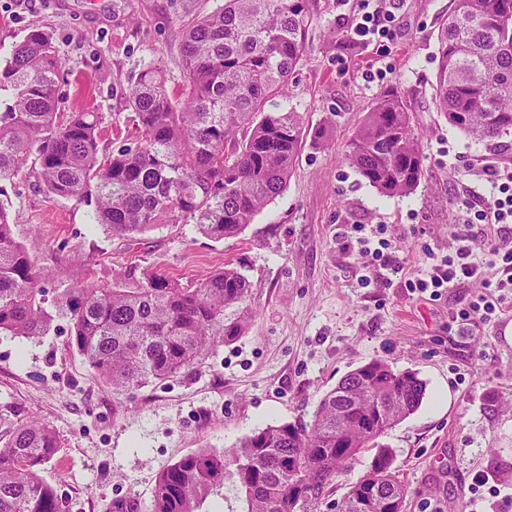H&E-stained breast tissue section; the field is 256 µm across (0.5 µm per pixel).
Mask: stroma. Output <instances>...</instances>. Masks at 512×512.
<instances>
[{
  "instance_id": "35a3bbf8",
  "label": "stroma",
  "mask_w": 512,
  "mask_h": 512,
  "mask_svg": "<svg viewBox=\"0 0 512 512\" xmlns=\"http://www.w3.org/2000/svg\"><path fill=\"white\" fill-rule=\"evenodd\" d=\"M224 0H0V48L32 28L51 31L71 108L99 113L100 145L127 135L125 91L143 63L181 82V34ZM393 5L387 41L354 30L364 0H315L308 48L283 105L300 112L302 153L283 193L239 236L214 241L189 224H165L130 240L93 223L87 203L49 197L26 174L0 186L15 239L57 296L73 284L139 279L143 268L194 280L231 265L249 280L252 314L235 340L202 364L133 392H115L69 345L66 327L38 339L0 335V417L50 421L62 447L43 471L66 512H144L163 468L200 448L230 449L269 424L310 420L323 395L373 360L413 370L421 406L389 430L409 488L405 512H512V340L491 320H454L481 281L412 294L409 279L469 233L459 199L485 161L512 166V136L475 142L436 111L437 27L455 0H379ZM398 90L423 136L425 172L407 197H389L344 161L346 145L378 94ZM328 129L326 141L317 132ZM388 241L402 271L363 284L362 259L344 239Z\"/></svg>"
}]
</instances>
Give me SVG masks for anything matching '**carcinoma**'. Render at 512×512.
<instances>
[{"instance_id": "carcinoma-1", "label": "carcinoma", "mask_w": 512, "mask_h": 512, "mask_svg": "<svg viewBox=\"0 0 512 512\" xmlns=\"http://www.w3.org/2000/svg\"><path fill=\"white\" fill-rule=\"evenodd\" d=\"M311 2L224 0L188 22L179 89L159 65H143L125 96L134 135L109 152L99 148V113L73 111L56 95L62 62L51 34L30 30L0 60V182L27 171L54 198L95 204V223L114 236L171 217L212 240L241 234L286 188L301 152L303 118L281 100L306 52ZM437 41L433 99L448 125L490 146L512 136V0H457ZM424 160L398 92L378 95L344 156L369 185L400 197L420 185ZM39 278L0 208V334L34 339L64 321L70 345L118 392L194 367L245 328L246 319L225 318L250 289L228 264L186 282L145 269L134 286H77L52 301ZM425 390L415 371L370 361L323 396L310 422L269 424L229 452L199 449L168 465L145 512H204L226 478L246 512H317L325 488L373 447L342 512H403L407 485L380 439ZM346 428L356 434L338 448ZM60 448L54 426L38 418L0 431V512H61L41 476Z\"/></svg>"}]
</instances>
